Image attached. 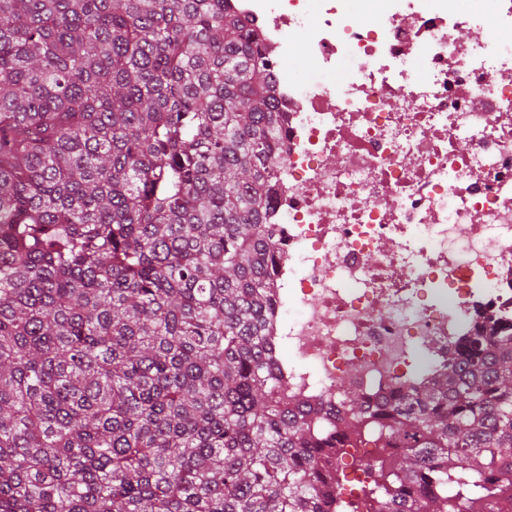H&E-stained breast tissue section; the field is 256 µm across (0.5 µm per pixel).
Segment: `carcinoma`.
<instances>
[{
    "mask_svg": "<svg viewBox=\"0 0 512 512\" xmlns=\"http://www.w3.org/2000/svg\"><path fill=\"white\" fill-rule=\"evenodd\" d=\"M268 64L224 0H0V512H476L512 477V331L350 417L269 354Z\"/></svg>",
    "mask_w": 512,
    "mask_h": 512,
    "instance_id": "cac0c4a2",
    "label": "carcinoma"
}]
</instances>
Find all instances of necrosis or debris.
<instances>
[{
  "label": "necrosis or debris",
  "instance_id": "obj_1",
  "mask_svg": "<svg viewBox=\"0 0 512 512\" xmlns=\"http://www.w3.org/2000/svg\"><path fill=\"white\" fill-rule=\"evenodd\" d=\"M224 9L278 104L268 339L284 395L334 415L348 392L430 379L485 318L512 326V0Z\"/></svg>",
  "mask_w": 512,
  "mask_h": 512
}]
</instances>
